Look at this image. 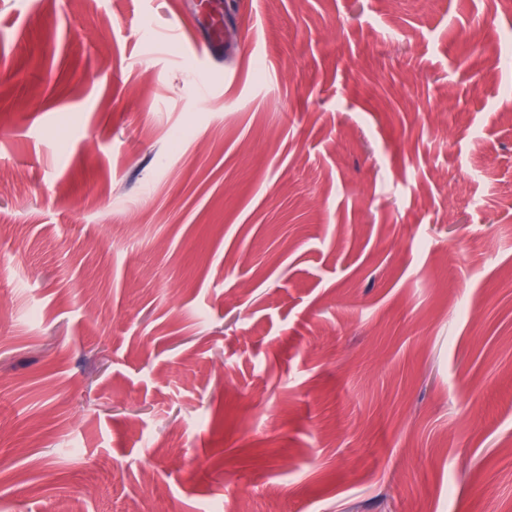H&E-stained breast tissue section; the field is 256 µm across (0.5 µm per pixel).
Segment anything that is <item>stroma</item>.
<instances>
[{"mask_svg": "<svg viewBox=\"0 0 512 512\" xmlns=\"http://www.w3.org/2000/svg\"><path fill=\"white\" fill-rule=\"evenodd\" d=\"M222 2L0 0V512H512V12Z\"/></svg>", "mask_w": 512, "mask_h": 512, "instance_id": "obj_1", "label": "stroma"}]
</instances>
